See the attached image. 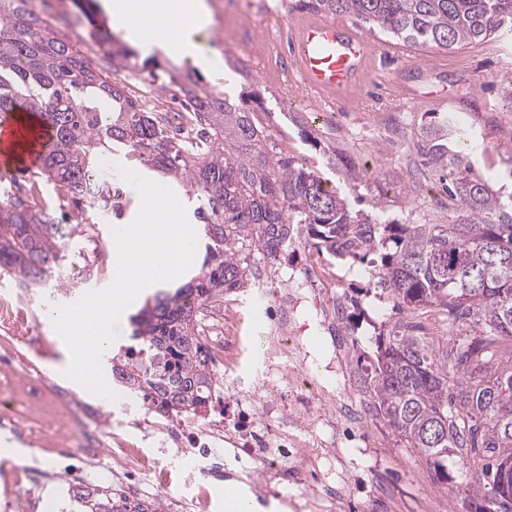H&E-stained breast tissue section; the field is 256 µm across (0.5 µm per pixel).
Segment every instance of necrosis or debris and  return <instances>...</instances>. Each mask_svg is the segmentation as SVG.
I'll use <instances>...</instances> for the list:
<instances>
[{
	"mask_svg": "<svg viewBox=\"0 0 512 512\" xmlns=\"http://www.w3.org/2000/svg\"><path fill=\"white\" fill-rule=\"evenodd\" d=\"M255 287L264 289L273 301L269 322V353L286 356L287 373L280 381H249L238 375L240 341L238 336V298L224 295L220 305L208 308L201 336L216 368L224 372L223 381H212L207 393L210 403L222 413L220 420L207 427L194 428L187 420H170L164 427L167 444L175 456L206 460L207 475L192 499L168 497V512H197L209 504L210 490L234 476L262 477L263 493L281 485H301L305 492L301 506L305 512H319L321 501L345 500L352 481V462L336 459L334 451L343 442L336 436L334 418L322 416L328 399H336L337 415L364 420L369 416L363 400L349 385L340 395L313 378L306 368L307 353L298 341L305 325L307 307H314L321 331L335 335L344 318L337 299L339 277L333 265L314 256L296 262L261 266ZM15 404L24 408L42 406L45 415L29 429L36 441L49 444L55 464L61 465L67 480L59 496L46 501L40 496L7 495L0 499V512H75L76 507L110 493L112 512H156L159 502L154 487L146 480L155 472L158 461L122 437H115L110 453L123 469L124 479L89 481L82 468L72 467L73 459L86 456L102 460V438L87 432L79 447L58 441V426L53 418L56 406L48 402L41 382L33 380L13 393Z\"/></svg>",
	"mask_w": 512,
	"mask_h": 512,
	"instance_id": "1",
	"label": "necrosis or debris"
}]
</instances>
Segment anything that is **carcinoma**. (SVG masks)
<instances>
[{
    "mask_svg": "<svg viewBox=\"0 0 512 512\" xmlns=\"http://www.w3.org/2000/svg\"><path fill=\"white\" fill-rule=\"evenodd\" d=\"M312 11L352 16L384 34L437 50L478 38L512 41V0H298ZM112 69L77 49L78 35L57 29L32 0H0V111L18 107L49 130L40 142L37 178L0 192V269L25 287L45 284L65 260L78 228L61 224L42 182L78 202L94 186L95 204L112 209V186L92 179L107 152L124 151L172 188L185 191L207 239L188 282L161 289L129 317L148 356L126 352L123 386L152 400L163 416H198L212 381L197 313L224 292L251 285L254 264L297 245L336 263L358 264L375 296L409 316L437 310L459 339L425 336L401 319L357 358L355 373L372 416L427 463L443 489L454 483L448 462L466 466L475 483L463 490L474 512H512V488L499 490L498 456L512 449V202L493 188L461 150L448 147L454 119L431 115L417 140L422 165L439 184L446 224L372 221L353 211L352 191L379 183L369 169L328 145L324 167L303 164L256 124L248 101L215 93L192 76L153 65L149 75L178 87L187 112H147L109 71L138 64L135 50L91 28ZM199 127L192 141L169 134L171 119Z\"/></svg>",
    "mask_w": 512,
    "mask_h": 512,
    "instance_id": "carcinoma-1",
    "label": "carcinoma"
}]
</instances>
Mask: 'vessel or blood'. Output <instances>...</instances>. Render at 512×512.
<instances>
[{"instance_id": "b4317fda", "label": "vessel or blood", "mask_w": 512, "mask_h": 512, "mask_svg": "<svg viewBox=\"0 0 512 512\" xmlns=\"http://www.w3.org/2000/svg\"><path fill=\"white\" fill-rule=\"evenodd\" d=\"M294 54L297 81L309 92L340 102L361 91L372 47L363 35L339 22L321 18L297 24ZM20 129L18 113L0 114L1 170H29L37 164V154L33 151L18 160L8 155V148Z\"/></svg>"}]
</instances>
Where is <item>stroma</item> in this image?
<instances>
[{
    "label": "stroma",
    "mask_w": 512,
    "mask_h": 512,
    "mask_svg": "<svg viewBox=\"0 0 512 512\" xmlns=\"http://www.w3.org/2000/svg\"><path fill=\"white\" fill-rule=\"evenodd\" d=\"M211 7L210 24L193 39V54L219 53L224 61L220 76L196 65L191 57L174 59L162 51L153 58L165 68H178L197 75L216 92L242 96L257 101L269 114V126L277 141L311 162H322V146L334 143L357 163L377 170L388 189L387 219H412L418 224H441L445 217L433 199L438 187L432 177L418 169L415 143L427 113L449 112L468 135L467 143L450 137L451 148L466 146L470 159L480 171L491 174L503 193H512V112L502 107L506 87L512 82V41L499 38L472 40L447 51L422 47L408 40L387 37L369 30L367 24L348 18L355 31L367 35L376 46L374 66L359 100L345 105L318 106L311 94L290 83L281 74L284 64L293 60V41L273 43L264 53L256 54L237 43L224 29L225 0H207ZM296 0H243L236 29L290 30L295 23L312 18L309 10H300ZM59 207L72 216L86 213L92 221L81 224L68 246L69 259L62 278L66 288L55 283L24 289L14 275L0 274V300L13 301L18 309L21 329L0 327V341L9 342L18 357L21 375L39 378L53 395L80 406L98 408V423L103 432L125 438L139 437L135 424L150 419L153 435L143 450L158 453L157 435L165 421L158 415H145L141 400L126 390L117 389L115 400L102 403L100 398L80 390L58 366L64 360V342L47 320L49 311L78 301L90 291L102 290L112 283L110 261L99 262L96 278L84 280L79 268L94 259L93 247L87 242L88 231H95L102 245L112 241L117 220L98 213L89 204L61 201ZM240 338L243 355L242 374L266 371L270 360L264 346V310L269 304L265 293L248 288L240 294ZM396 319L389 304L368 296L362 298L354 315V333L349 343L355 353L373 350L380 330L391 327ZM9 405L0 402V437L8 436L17 446V457L0 469V496L15 487V477L33 465L49 467L50 456L26 435L28 420L3 419ZM340 436H356L353 481L348 512H366L376 488L387 489L400 498L408 512H422L425 502L437 495L432 474L418 454L403 447L397 436L382 421L369 420L354 424L339 420ZM159 468L165 474L167 490L173 495L193 496L197 488L190 476L191 459L172 460L159 455ZM235 493L252 505L253 512H294L292 504L301 492L280 487L278 496L259 498L247 483L228 480L222 489L213 491L205 512H225L226 493Z\"/></svg>",
    "instance_id": "stroma-1"
}]
</instances>
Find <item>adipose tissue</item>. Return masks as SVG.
Returning <instances> with one entry per match:
<instances>
[{"instance_id": "1", "label": "adipose tissue", "mask_w": 512, "mask_h": 512, "mask_svg": "<svg viewBox=\"0 0 512 512\" xmlns=\"http://www.w3.org/2000/svg\"><path fill=\"white\" fill-rule=\"evenodd\" d=\"M206 0H112L118 27L133 33L143 51L160 47L183 56L193 33L208 23Z\"/></svg>"}]
</instances>
